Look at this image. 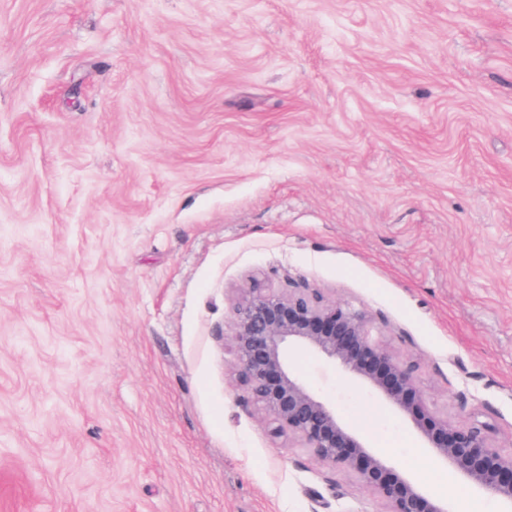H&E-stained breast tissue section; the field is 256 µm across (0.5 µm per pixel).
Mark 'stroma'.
<instances>
[{"label":"stroma","mask_w":512,"mask_h":512,"mask_svg":"<svg viewBox=\"0 0 512 512\" xmlns=\"http://www.w3.org/2000/svg\"><path fill=\"white\" fill-rule=\"evenodd\" d=\"M255 284L365 311L512 453V0H0V512H381L238 385ZM292 363L452 512H502Z\"/></svg>","instance_id":"obj_1"}]
</instances>
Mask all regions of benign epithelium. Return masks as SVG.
Listing matches in <instances>:
<instances>
[{
    "mask_svg": "<svg viewBox=\"0 0 512 512\" xmlns=\"http://www.w3.org/2000/svg\"><path fill=\"white\" fill-rule=\"evenodd\" d=\"M232 345L237 380L271 418L273 432L296 437L317 459L353 474L383 512L450 509L366 448L336 404L293 370V354L312 351L365 385L419 430L437 460L512 510V454L489 445L487 427L454 425L433 408L411 368L372 337L365 312L300 292L245 288L233 309Z\"/></svg>",
    "mask_w": 512,
    "mask_h": 512,
    "instance_id": "obj_1",
    "label": "benign epithelium"
}]
</instances>
